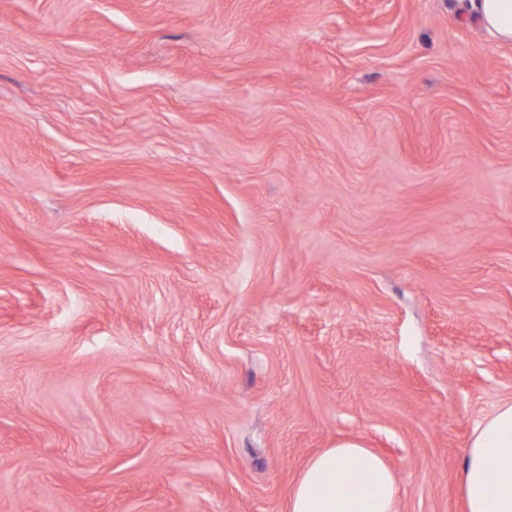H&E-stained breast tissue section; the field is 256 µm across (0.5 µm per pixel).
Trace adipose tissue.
I'll use <instances>...</instances> for the list:
<instances>
[{
    "instance_id": "1",
    "label": "adipose tissue",
    "mask_w": 512,
    "mask_h": 512,
    "mask_svg": "<svg viewBox=\"0 0 512 512\" xmlns=\"http://www.w3.org/2000/svg\"><path fill=\"white\" fill-rule=\"evenodd\" d=\"M468 14L502 41H512V0H463ZM462 491L466 512H512V402L474 429ZM399 487L387 463L359 443L321 450L288 497V512H399Z\"/></svg>"
}]
</instances>
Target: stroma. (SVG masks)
Masks as SVG:
<instances>
[{"label":"stroma","mask_w":512,"mask_h":512,"mask_svg":"<svg viewBox=\"0 0 512 512\" xmlns=\"http://www.w3.org/2000/svg\"><path fill=\"white\" fill-rule=\"evenodd\" d=\"M512 400V43L458 0H0V512H287L374 449L464 512Z\"/></svg>","instance_id":"stroma-1"}]
</instances>
